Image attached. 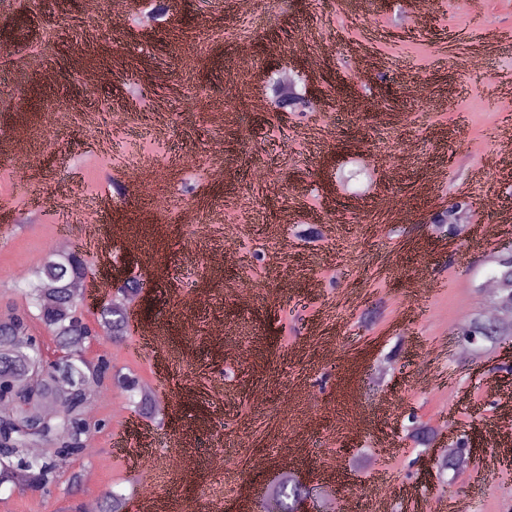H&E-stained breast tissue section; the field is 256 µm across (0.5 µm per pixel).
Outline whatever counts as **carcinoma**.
<instances>
[{"mask_svg":"<svg viewBox=\"0 0 512 512\" xmlns=\"http://www.w3.org/2000/svg\"><path fill=\"white\" fill-rule=\"evenodd\" d=\"M497 265L495 278L501 285L498 299L512 303V256L501 258ZM86 275V261L75 257L72 252L47 256L33 270L24 289L26 307L18 310L14 318L9 320L20 335L0 337V349L9 348V357H0V364L10 372L8 381L0 385V405L7 407L11 414L26 413L24 418L0 419V467L4 465L23 473L24 480L17 485L21 490L49 489L67 463L82 453L86 419L90 412L86 390L92 381V378L84 376L86 343L97 326L105 335L114 338L126 334L127 319L112 303L101 308L94 327L83 321L79 307L68 303V298L76 295L77 285ZM33 318L40 320L50 330L61 347L77 354V357L57 365L55 380L66 382L63 391L55 388L48 392L40 386L20 381L25 376L26 365L42 359L40 345L26 341L29 322ZM490 324L489 320L476 319L467 333L475 334L479 340L494 342L497 337L488 333ZM98 363L100 378L97 382L109 376L124 379V387L133 407L143 414L151 412V401L135 376L114 369L104 357L98 358ZM44 404L53 405L57 418L46 419L31 413V409ZM51 443L61 452L54 456H32L23 452L25 448H43ZM276 493L281 501V512H294L306 491L298 483L286 480L278 486Z\"/></svg>","mask_w":512,"mask_h":512,"instance_id":"cac0c4a2","label":"carcinoma"}]
</instances>
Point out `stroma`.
Segmentation results:
<instances>
[{
  "instance_id": "35a3bbf8",
  "label": "stroma",
  "mask_w": 512,
  "mask_h": 512,
  "mask_svg": "<svg viewBox=\"0 0 512 512\" xmlns=\"http://www.w3.org/2000/svg\"><path fill=\"white\" fill-rule=\"evenodd\" d=\"M168 2L164 22L144 29L137 19L155 0H129L121 24L109 0L92 13L84 0H0V311L24 305L28 273L63 237L102 218L113 256L139 258L133 271L149 286L127 336L97 338L88 357L171 400L194 392L174 431L100 386L93 455L71 460L50 494L0 488V512H59L111 492L139 512L153 471L131 476L135 451L164 459L180 441L197 450L199 491L168 476V512H236L209 467L219 453L239 481L270 490L291 457L306 512H326L336 495H369L361 461L388 446L389 473L423 512L460 499L472 512H512V438L492 437L512 413L506 348L455 356L471 318L492 306L483 284L512 228L492 242L445 237L427 221L491 188L512 208L511 174L467 173L495 154L512 114V0H440L421 18L409 0H359L356 17L349 0H251L241 12L227 0ZM356 44L380 66L361 86ZM307 51L323 60L303 76L317 88L310 107L257 111L270 78ZM471 52L478 71L461 74L454 60ZM144 97L152 111L140 109ZM20 123L21 170L7 148ZM386 195L407 221L381 211ZM417 278L426 291H411ZM243 279L254 283L246 305L235 297ZM142 322L159 327L162 349L142 345ZM415 420L478 432L475 478L431 470L406 439Z\"/></svg>"
}]
</instances>
